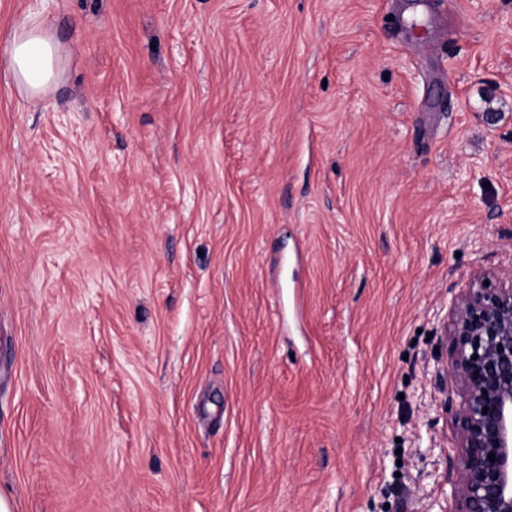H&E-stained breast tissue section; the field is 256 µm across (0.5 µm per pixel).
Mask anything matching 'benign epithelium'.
<instances>
[{
  "instance_id": "1",
  "label": "benign epithelium",
  "mask_w": 512,
  "mask_h": 512,
  "mask_svg": "<svg viewBox=\"0 0 512 512\" xmlns=\"http://www.w3.org/2000/svg\"><path fill=\"white\" fill-rule=\"evenodd\" d=\"M448 340L445 370L460 401L445 399L459 448L445 512H512V282L476 275L443 326Z\"/></svg>"
}]
</instances>
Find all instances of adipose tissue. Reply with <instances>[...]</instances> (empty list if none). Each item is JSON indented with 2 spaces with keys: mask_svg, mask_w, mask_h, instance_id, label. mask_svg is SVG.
I'll list each match as a JSON object with an SVG mask.
<instances>
[{
  "mask_svg": "<svg viewBox=\"0 0 512 512\" xmlns=\"http://www.w3.org/2000/svg\"><path fill=\"white\" fill-rule=\"evenodd\" d=\"M59 45L44 20H24L8 49L11 74L29 98L40 99L58 77Z\"/></svg>",
  "mask_w": 512,
  "mask_h": 512,
  "instance_id": "ef3b65f1",
  "label": "adipose tissue"
}]
</instances>
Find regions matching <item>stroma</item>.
<instances>
[{
	"label": "stroma",
	"instance_id": "1",
	"mask_svg": "<svg viewBox=\"0 0 512 512\" xmlns=\"http://www.w3.org/2000/svg\"><path fill=\"white\" fill-rule=\"evenodd\" d=\"M481 272L512 281V0H0L13 512H441ZM49 30L45 19H26L8 49L11 74L33 100H39L58 77L59 45Z\"/></svg>",
	"mask_w": 512,
	"mask_h": 512
}]
</instances>
